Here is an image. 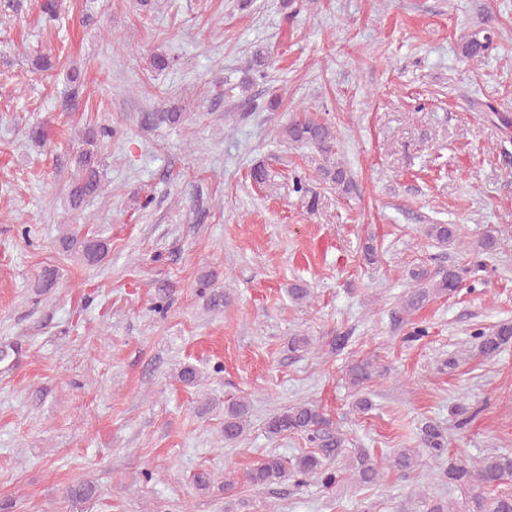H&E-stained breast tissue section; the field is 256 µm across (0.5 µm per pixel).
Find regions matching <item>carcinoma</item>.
<instances>
[{
	"label": "carcinoma",
	"instance_id": "carcinoma-1",
	"mask_svg": "<svg viewBox=\"0 0 512 512\" xmlns=\"http://www.w3.org/2000/svg\"><path fill=\"white\" fill-rule=\"evenodd\" d=\"M497 30L488 24L464 38L461 44L463 57L479 61L494 49ZM180 112H146L143 123L151 126L174 124L180 121ZM282 138L297 146L310 147L321 157L318 166L319 176L344 195L354 189L353 177L337 158V137L330 124L308 115L292 119L281 130ZM112 138V129L89 125L84 129L81 147L75 156V171L71 177L70 196L74 205L79 206L89 197L96 195L101 187L99 152L104 143ZM426 238L439 244H451L458 239L455 224H426L423 227ZM64 251L77 255L83 261L94 264L108 253L107 243L102 239L70 233L62 238ZM412 277L422 282L403 300V309L411 312L420 308L434 296L454 293L462 282L460 268L448 266L431 273L426 270L412 272ZM479 339L478 351L491 357L512 341V323L505 322L487 333L480 330L474 333ZM382 373L372 358H362L348 365L346 375L351 386L359 388ZM247 426V408L242 402H233L224 408V441L235 442ZM267 432L272 436L285 433H301L307 436L315 451L302 455L290 463L278 456L269 455L245 472V480L254 486L271 487L301 476L316 478L322 485H333L338 472L329 468L330 461L343 453L346 447L344 434L334 426L333 421L322 408L310 402L290 405L269 419ZM422 447L435 459L445 455L446 438L443 430L434 424L421 429ZM388 466L398 471H406L416 464V451L398 448L387 457ZM382 462L363 450L353 451L348 456V470L355 481L371 484L377 481ZM441 481L461 489L472 490L468 502V512H512V492L505 493L501 487L512 480V453L488 455L481 460L467 464L453 458L441 464ZM97 493L90 482H77L67 489L68 498L74 503H84Z\"/></svg>",
	"mask_w": 512,
	"mask_h": 512
}]
</instances>
